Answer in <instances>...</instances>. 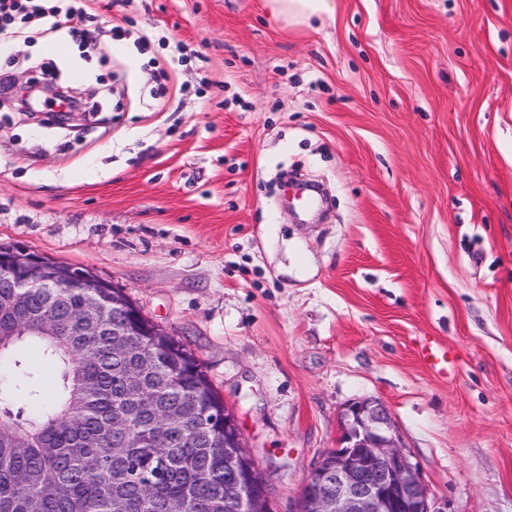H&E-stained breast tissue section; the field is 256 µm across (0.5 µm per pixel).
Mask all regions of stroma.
<instances>
[{
	"mask_svg": "<svg viewBox=\"0 0 512 512\" xmlns=\"http://www.w3.org/2000/svg\"><path fill=\"white\" fill-rule=\"evenodd\" d=\"M84 3L78 57L49 51L63 29L0 43V245L91 269L186 343L272 512L365 398L435 512H512V0H336L309 28L264 0ZM106 26L147 49L93 52ZM47 73L67 124L13 102ZM421 356L425 363L437 372H447L451 365V355L448 349L441 348L431 338H425L421 345Z\"/></svg>",
	"mask_w": 512,
	"mask_h": 512,
	"instance_id": "obj_1",
	"label": "stroma"
}]
</instances>
